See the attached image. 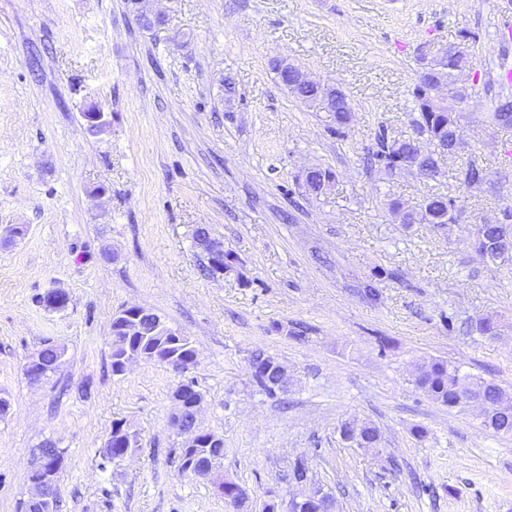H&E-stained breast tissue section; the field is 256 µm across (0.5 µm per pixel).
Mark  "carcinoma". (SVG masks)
Masks as SVG:
<instances>
[{
    "label": "carcinoma",
    "mask_w": 512,
    "mask_h": 512,
    "mask_svg": "<svg viewBox=\"0 0 512 512\" xmlns=\"http://www.w3.org/2000/svg\"><path fill=\"white\" fill-rule=\"evenodd\" d=\"M470 59L448 58L441 63L444 71L443 82L438 86L417 84L412 94L418 107V116L413 120L415 135L399 136L394 131L381 127L375 135V149L369 154L372 167L392 176L398 173L397 160L406 155L419 154L421 171L419 176L426 180H437L445 175V160L456 155L458 144L459 116L448 111L443 104L444 94L462 97L456 73L469 66ZM350 107L345 95L336 91L333 103L334 125L329 131L337 136L345 134L349 120ZM495 123L504 127L512 126V100L501 102L492 113ZM424 137L433 146L424 151L418 145ZM334 179L328 169L314 168L307 171L304 183L316 193L324 181ZM486 182L484 170L470 164L464 171L463 185L467 188H479ZM393 213L403 214L405 224H432L445 229L452 224L453 214L459 210V196L436 193L425 198L418 207L407 209L404 204L394 201L390 204ZM475 250L491 262L497 261L494 243L507 237L512 240V206L504 208V222L500 224H476L473 232ZM112 374H123L126 363L137 361L163 363L172 356L183 365L190 364L195 349L184 336L173 335V329L157 314L139 317L132 310H122L112 321ZM38 355L44 366V376L55 372L59 366L62 351L46 344ZM274 361L270 356L258 354L251 360L252 377L256 386L266 394L274 396L283 389L273 374L266 373V366ZM415 386L435 402L455 408L458 401L467 399L483 406L485 425L495 432L512 435V397L498 385L479 377L460 375L459 367L443 360H433L420 369L415 377ZM197 412L187 406L179 416V425L187 433L195 434V447L179 449V471L191 472L197 459L215 462V472H220L224 459V440L212 432L196 427ZM112 439L102 448V458L113 463L116 457L127 450L136 453L139 450L138 434L125 425L122 420L112 424ZM355 442L362 448H374L379 442L378 430L369 425L358 429ZM334 501L331 495L314 493L301 500H292L293 512H330ZM56 492L49 494L38 489L34 496L21 504L23 512H55Z\"/></svg>",
    "instance_id": "obj_1"
}]
</instances>
